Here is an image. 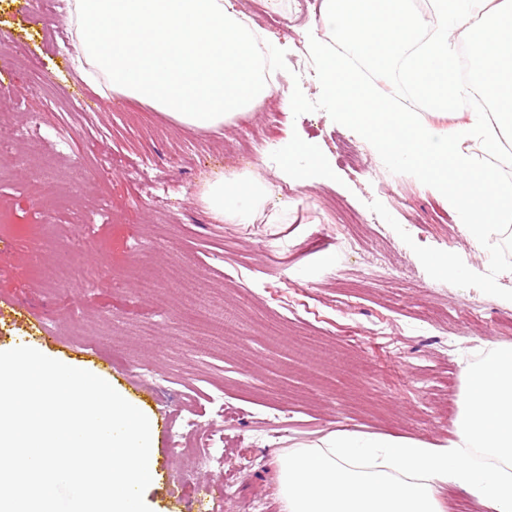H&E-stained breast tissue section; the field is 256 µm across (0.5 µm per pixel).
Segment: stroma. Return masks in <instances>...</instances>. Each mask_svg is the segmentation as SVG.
<instances>
[{"mask_svg": "<svg viewBox=\"0 0 512 512\" xmlns=\"http://www.w3.org/2000/svg\"><path fill=\"white\" fill-rule=\"evenodd\" d=\"M237 2L288 43L279 90L207 133L87 87L67 60L65 0H0V38L27 56L0 61V124L19 132L0 154V306L42 318L56 336L44 355L140 399L156 424L151 512H282L277 455L334 432L456 439L466 366L512 346V239L472 242L446 198L331 120L302 41L322 27V0ZM35 117L57 141L30 134ZM291 132L323 146L334 181L302 187L266 165ZM347 137L355 168L339 153ZM255 139L266 149L249 152ZM244 169L289 199L278 223L203 210L202 180ZM451 249L475 276L424 264ZM209 452L221 464L200 467Z\"/></svg>", "mask_w": 512, "mask_h": 512, "instance_id": "stroma-1", "label": "stroma"}]
</instances>
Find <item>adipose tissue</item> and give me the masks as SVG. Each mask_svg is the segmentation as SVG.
<instances>
[{
    "mask_svg": "<svg viewBox=\"0 0 512 512\" xmlns=\"http://www.w3.org/2000/svg\"><path fill=\"white\" fill-rule=\"evenodd\" d=\"M76 30L71 64L93 88L151 105L176 124L217 132L274 89L265 60L281 55L274 36L257 37L235 0H66ZM323 0V23L355 59L375 70L400 64L412 94L397 110L379 101L321 36L307 51L332 119L363 130L377 151L446 197L470 240L512 222V180L486 157L512 139V0ZM470 49V78L456 76V40ZM479 92L488 112H462ZM321 146L288 135L269 158L286 182L327 183ZM199 202L219 224L275 221L287 201L245 170L206 178ZM458 438L445 446L400 437L331 434L323 446L278 460L284 512H441L446 485L493 512H512V347L466 369Z\"/></svg>",
    "mask_w": 512,
    "mask_h": 512,
    "instance_id": "obj_1",
    "label": "adipose tissue"
}]
</instances>
